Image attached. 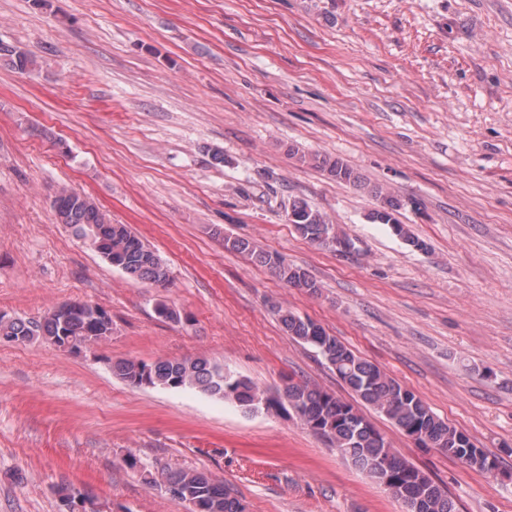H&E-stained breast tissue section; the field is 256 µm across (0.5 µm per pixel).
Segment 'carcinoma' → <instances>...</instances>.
<instances>
[{
    "label": "carcinoma",
    "mask_w": 512,
    "mask_h": 512,
    "mask_svg": "<svg viewBox=\"0 0 512 512\" xmlns=\"http://www.w3.org/2000/svg\"><path fill=\"white\" fill-rule=\"evenodd\" d=\"M0 60L24 74L36 70L34 55L18 46L0 42ZM318 167L337 181L350 183L375 197L379 204L368 219L374 224H388L408 244L424 249L396 218L403 203L378 188H367L360 177L338 158H314ZM53 216L59 224L73 226L75 237L87 243L126 275L160 288L170 282L167 266L137 235L124 224H114L110 217L87 195L60 189L52 201ZM288 221L312 243L336 234L323 215L304 202L292 204ZM102 230L90 236L89 226ZM224 246L248 256L267 267L292 288L317 294L320 285L308 272L275 252L267 251L245 238L224 236ZM64 302L40 320L8 315L0 317V336L15 344L44 340L57 346L70 337L79 344H96L112 335V318L95 304H86L73 316ZM283 330L297 342L314 349L330 366L336 377L356 397L373 407L406 436L419 434L418 442H428L443 450L448 458L479 471L499 468L498 457L478 448L472 438L441 419L416 393L402 386L378 365L358 356L336 337L328 334L309 318L286 310L280 312ZM112 373L136 388L195 390L203 395L228 400L246 412L281 415L290 412L307 428L325 437L333 449L357 471L380 485L383 476L391 477L389 491L405 507V512H458L456 501L425 471L399 456L386 436L350 402L308 382L288 383L281 389H262L250 380L227 371L224 365L207 358L144 361L117 360ZM159 483L174 484L180 498L193 503L189 512H245V506L224 487V482L204 472L175 468L161 472Z\"/></svg>",
    "instance_id": "obj_1"
}]
</instances>
